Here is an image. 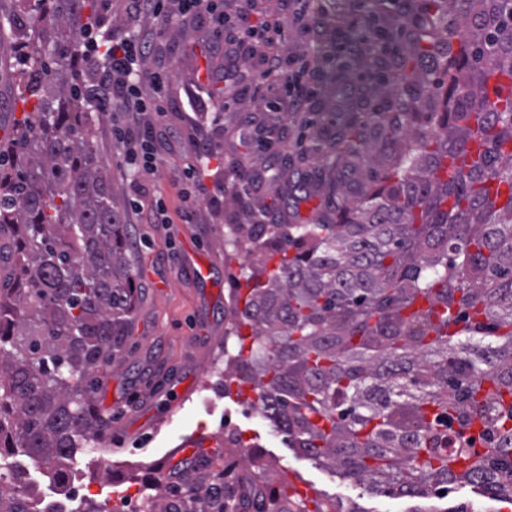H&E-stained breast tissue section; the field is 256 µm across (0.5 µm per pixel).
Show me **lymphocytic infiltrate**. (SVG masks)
<instances>
[{"instance_id":"f902f5d3","label":"lymphocytic infiltrate","mask_w":512,"mask_h":512,"mask_svg":"<svg viewBox=\"0 0 512 512\" xmlns=\"http://www.w3.org/2000/svg\"><path fill=\"white\" fill-rule=\"evenodd\" d=\"M129 19L150 16L160 21L155 30L104 29L101 20L88 22L80 46L85 57L101 59L95 73L98 101L123 113L112 128L113 137L127 165L152 172L162 161L152 148L156 126L164 124L169 110L170 73L152 65L164 31L180 27L181 16L208 19L211 35L224 48L223 68L213 70L211 81L224 85L225 102L249 99L241 137L251 135L269 112L288 108L291 114L319 109L322 72L310 48L289 53L284 25L293 23L311 31L316 22L296 9L298 0H278L275 8L256 16V0H238L233 12H221L216 0H124Z\"/></svg>"}]
</instances>
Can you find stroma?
I'll return each mask as SVG.
<instances>
[{
	"mask_svg": "<svg viewBox=\"0 0 512 512\" xmlns=\"http://www.w3.org/2000/svg\"><path fill=\"white\" fill-rule=\"evenodd\" d=\"M305 6L307 10L318 11L325 24L314 35L286 25L285 39L292 52L316 36L329 45L340 42L343 33L366 32L374 25L395 35L394 42L373 64L358 59L341 68L331 59L322 69L324 84L362 88V95L353 100L352 107L369 116L366 146L370 152L383 155L395 150V143L381 142L375 131L398 120L397 104L452 97L448 67L461 53L460 36L455 29L445 31L446 52L424 86L403 79V69L391 65L392 59L399 57L407 68L419 66L426 42L416 27L396 28L395 20L401 10L399 0H305ZM209 38V26L205 23H190L182 29L167 31L156 60L158 66L171 72L170 129L157 132L154 139L156 150L164 158V167L143 175L141 183L163 188L171 223H137L130 209L138 185L127 177L120 150L112 138L115 115H93L98 152L109 178L121 188L115 205L128 214V257L137 273L138 293L127 329L125 353L105 367L99 377L100 390L121 399L120 405L112 410L110 444L93 454L82 452L77 458V469L92 484L90 495L82 502L83 508L99 512L105 504L106 491L122 492L133 484L140 502L149 506L167 504L181 512H219L220 504L212 499L210 487L215 473L232 460L230 451L194 462L178 479L161 477L159 469L185 436L199 430L223 433L224 420L229 417L248 439L258 465L285 467L284 481L306 482L315 501H336L346 507H359L361 512H454L460 506L466 512H512L511 500L486 497L480 488L466 482L455 485L443 500L407 497L398 503L370 487H350L348 480L336 471L291 448L286 435L272 436L268 423L247 411L250 386L237 385L226 390L224 378L229 362L224 355V309L241 282V270L232 247L224 243V227L252 223V214L258 210L281 212L285 193L279 186L270 194L250 200L234 193L237 177L231 171L230 161L239 151L231 143L230 132L239 124L242 114L239 105H225L223 93L208 82V59L203 47ZM18 59L16 44L0 47V121L12 127L35 104L34 99L23 94ZM267 125L273 135L284 137L290 146L292 166L285 171V178L293 181L311 170L318 174L322 191L310 199V214L328 213L330 200L324 188L335 179L337 170L350 172L349 184L354 190L374 184V169L350 157H342L334 170L320 165L306 147L316 137L315 128L302 126L298 119L282 112L271 114ZM192 162L197 163L212 191L198 202L192 221L187 224L181 218L183 207L173 182L184 165ZM192 242L213 266L214 278L204 287L180 272L187 259L185 251ZM147 262L155 270L144 276L140 270ZM161 278L166 281L162 288L156 285ZM192 373L197 379L182 405L159 419L154 427L138 429L139 411L165 400L171 381Z\"/></svg>",
	"mask_w": 512,
	"mask_h": 512,
	"instance_id": "stroma-1",
	"label": "stroma"
}]
</instances>
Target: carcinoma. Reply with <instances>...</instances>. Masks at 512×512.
<instances>
[{"label":"carcinoma","mask_w":512,"mask_h":512,"mask_svg":"<svg viewBox=\"0 0 512 512\" xmlns=\"http://www.w3.org/2000/svg\"><path fill=\"white\" fill-rule=\"evenodd\" d=\"M15 4L0 40L24 45L36 104L0 172L17 282L0 288V456L21 453L63 480L105 426L92 393L122 350L136 281L120 188L89 130L94 89L73 75L96 66L78 35L97 0ZM433 9L481 32L451 74L456 111L408 105L390 128L404 146L370 158L376 185L355 197L336 182L334 224L226 225L234 247L245 229L266 237L227 311L235 335L252 336L233 375L272 401L292 447L345 478L426 498L482 478L512 500V445L498 444L512 442V98L499 107L487 89L512 80V0H434L404 21L438 34ZM328 148V165L364 157L360 123L348 118ZM252 467L240 456L218 478ZM243 505L306 512L271 495ZM0 512L30 510L0 489Z\"/></svg>","instance_id":"carcinoma-1"}]
</instances>
